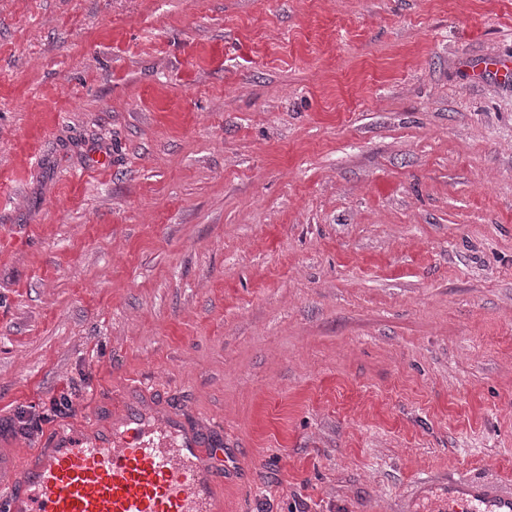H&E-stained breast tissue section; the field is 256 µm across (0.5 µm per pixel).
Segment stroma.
<instances>
[{
	"mask_svg": "<svg viewBox=\"0 0 512 512\" xmlns=\"http://www.w3.org/2000/svg\"><path fill=\"white\" fill-rule=\"evenodd\" d=\"M512 0H0V481L116 407L223 512L512 483Z\"/></svg>",
	"mask_w": 512,
	"mask_h": 512,
	"instance_id": "obj_1",
	"label": "stroma"
}]
</instances>
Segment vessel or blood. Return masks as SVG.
Returning <instances> with one entry per match:
<instances>
[{
	"mask_svg": "<svg viewBox=\"0 0 512 512\" xmlns=\"http://www.w3.org/2000/svg\"><path fill=\"white\" fill-rule=\"evenodd\" d=\"M430 503L512 512V485L449 475L422 480ZM0 512H217L210 457L195 431L166 412L120 415L105 439L69 447L15 471Z\"/></svg>",
	"mask_w": 512,
	"mask_h": 512,
	"instance_id": "obj_1",
	"label": "vessel or blood"
}]
</instances>
